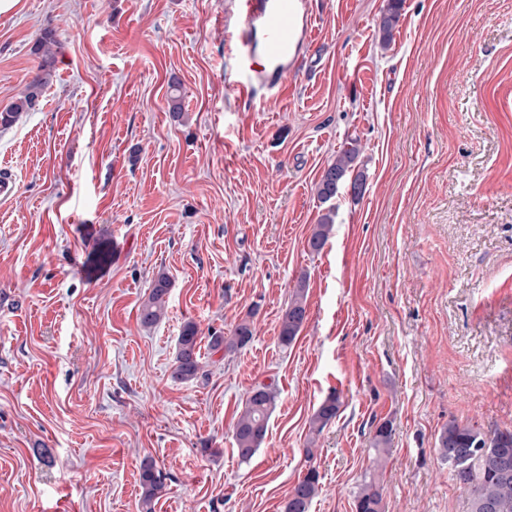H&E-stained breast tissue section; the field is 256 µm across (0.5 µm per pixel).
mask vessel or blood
Masks as SVG:
<instances>
[{
  "instance_id": "obj_1",
  "label": "vessel or blood",
  "mask_w": 512,
  "mask_h": 512,
  "mask_svg": "<svg viewBox=\"0 0 512 512\" xmlns=\"http://www.w3.org/2000/svg\"><path fill=\"white\" fill-rule=\"evenodd\" d=\"M238 15L228 39L238 98L251 104L263 92L288 93L294 64L314 39L307 0H239Z\"/></svg>"
}]
</instances>
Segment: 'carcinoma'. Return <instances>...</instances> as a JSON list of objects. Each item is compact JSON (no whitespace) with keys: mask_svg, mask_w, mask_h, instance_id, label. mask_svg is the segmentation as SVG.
<instances>
[{"mask_svg":"<svg viewBox=\"0 0 512 512\" xmlns=\"http://www.w3.org/2000/svg\"><path fill=\"white\" fill-rule=\"evenodd\" d=\"M402 0H388L381 16L382 41L389 43L396 26ZM54 33L44 31L34 44L32 52L41 57L40 74L26 87L24 93L0 111V125H9L22 112L36 110L44 89L56 75ZM360 148L352 141L344 145L336 158L324 169L317 185V196L323 203L336 198L345 184H350L351 193L358 194L363 186L361 175L351 176ZM335 208L323 214L312 230L308 246L319 252L327 243L335 223ZM171 288L169 277L158 274L148 297L139 308V320L143 327L156 325L163 317ZM250 312L226 335L209 337L213 351L226 354L245 348L254 338L255 326ZM307 319V292L304 282L294 289L288 308L282 315L279 341L284 347L291 345ZM197 324L184 323L177 340L175 369L172 378L179 382L197 379L204 373V362L200 353L202 337L198 336ZM276 393L269 385H258L252 389L241 411L237 413L234 426L235 451L243 462L250 460L264 442ZM339 398L332 394L317 408L310 418L309 444L338 415ZM392 442V426L385 421L376 427L372 437V449L376 466L385 464V455ZM438 452L448 462L452 480L469 492L467 512H512V430L483 428L475 423L458 420L448 421L437 438ZM140 512H154L155 503L163 489V475L151 459L141 464ZM319 490V473L311 468L297 482L282 504L281 512H310L312 502ZM355 512H383V498L374 475L364 477L355 495Z\"/></svg>","mask_w":512,"mask_h":512,"instance_id":"carcinoma-1","label":"carcinoma"}]
</instances>
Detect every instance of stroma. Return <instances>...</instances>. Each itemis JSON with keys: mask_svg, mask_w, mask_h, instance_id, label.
I'll list each match as a JSON object with an SVG mask.
<instances>
[{"mask_svg": "<svg viewBox=\"0 0 512 512\" xmlns=\"http://www.w3.org/2000/svg\"><path fill=\"white\" fill-rule=\"evenodd\" d=\"M236 0H18L0 14V109L56 37L35 111L0 125V512H280L316 468L311 512H355L377 425L391 421L384 512H466L436 437L449 420L512 429V0H309L316 35L292 94L232 89ZM183 112H168L171 81ZM357 141L361 195L327 210L317 184ZM165 317L138 309L157 273ZM308 316L279 342L293 289ZM253 316L251 344L202 347L206 377L172 379L200 336ZM276 393L240 461L235 417ZM340 410L304 448L320 403ZM335 207H329L328 212L323 214L312 230L308 239V246L314 252H319L327 243L335 223ZM198 333L195 322L184 323L177 340L176 367L172 374L175 381H192L204 373L205 365L200 353L202 337ZM275 399L276 393L271 386L258 385L252 389L242 410L237 413L235 451L241 461H249L264 442ZM140 479L142 488L140 512H154L155 503L164 485L162 472L157 469L152 459H145L142 462Z\"/></svg>", "mask_w": 512, "mask_h": 512, "instance_id": "35a3bbf8", "label": "stroma"}]
</instances>
